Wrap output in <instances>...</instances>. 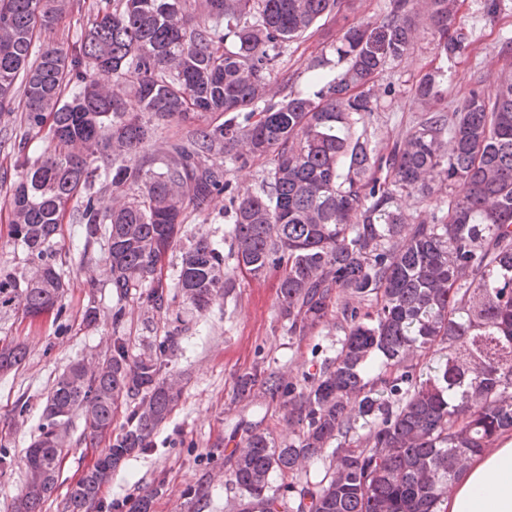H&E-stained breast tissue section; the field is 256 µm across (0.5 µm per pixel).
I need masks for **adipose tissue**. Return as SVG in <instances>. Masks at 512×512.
<instances>
[{
  "label": "adipose tissue",
  "mask_w": 512,
  "mask_h": 512,
  "mask_svg": "<svg viewBox=\"0 0 512 512\" xmlns=\"http://www.w3.org/2000/svg\"><path fill=\"white\" fill-rule=\"evenodd\" d=\"M441 512H512V435L472 455Z\"/></svg>",
  "instance_id": "ef3b65f1"
}]
</instances>
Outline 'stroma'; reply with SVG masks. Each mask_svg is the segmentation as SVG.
Returning a JSON list of instances; mask_svg holds the SVG:
<instances>
[{"instance_id": "stroma-1", "label": "stroma", "mask_w": 512, "mask_h": 512, "mask_svg": "<svg viewBox=\"0 0 512 512\" xmlns=\"http://www.w3.org/2000/svg\"><path fill=\"white\" fill-rule=\"evenodd\" d=\"M387 0H342L338 14L318 22L306 37L290 41L275 62L274 89L279 96L305 88L309 63L320 56L333 57V47L344 28L363 21H379ZM96 0H69L67 12L50 33L59 43L80 40L93 19ZM483 0H460L459 20L468 33V46L454 58L442 55L439 36L424 20H417L409 53L390 63L372 88L374 114L366 123L367 136L377 153L388 154L396 140L416 127L428 109L451 113L475 84L494 92L512 75V50L502 38L512 32V0H501L495 19L483 14ZM438 73L443 97L434 107L422 105L415 95L419 80ZM19 131V115L0 114V269L23 273L26 252L14 243L9 225V198L21 178L12 145ZM208 164L229 168L239 192L261 193L269 163L249 160L243 167L230 165L221 154L207 157ZM223 197L211 199L201 209L187 210L182 237L169 252L163 273L176 281L181 253L199 236H207L224 251L226 269L235 266L224 214ZM75 227L63 223L54 239L57 259L66 275L67 288L60 314L37 318L24 316L19 297L0 298V341L24 344L25 361L0 373V512H13L14 500L27 484L26 450L39 434L43 407L56 379L77 361L100 362L110 353L113 336L125 337L135 357L153 354L167 336L178 337L179 352L167 370L181 387L180 399L167 422L151 437L148 448L131 456L106 483L92 512H113L114 502L134 503L151 489H158L151 512H237L238 499L224 486V457L240 439L245 427L270 426L279 439L293 429L262 391L235 398L236 375L254 366L267 369L307 370L311 363L333 355L341 331L335 325L300 341L288 336L277 307L279 272L261 279L235 275L233 288L205 311L197 312L183 297L170 300L158 311L143 302L140 289L123 298L113 294L104 265L103 243L92 244L86 258L72 250ZM94 320H86L88 308ZM122 309L121 324L112 314ZM83 418L73 415L68 429L70 445L58 467L55 491L39 512H66L67 492L94 464L98 449L79 444Z\"/></svg>"}]
</instances>
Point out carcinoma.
<instances>
[{"label":"carcinoma","instance_id":"carcinoma-1","mask_svg":"<svg viewBox=\"0 0 512 512\" xmlns=\"http://www.w3.org/2000/svg\"><path fill=\"white\" fill-rule=\"evenodd\" d=\"M340 5L104 0L87 33L65 45L39 39L67 0H0V112L14 111L17 89L24 96L13 149L26 173L12 190L11 232L29 264L20 279L1 273L0 291L21 289L32 317L60 305L66 283L53 240L68 216L75 250L105 241L115 293L144 288L161 310L171 288L163 263L185 210L224 196L235 269L253 278L282 269L277 305L288 335L302 341L330 322L343 332L335 355L300 380L257 367L236 376L237 397L263 390L294 430L280 443L267 427L246 431L224 461L225 486L243 512H440L469 457L512 433V77L492 95L474 86L451 114L428 113L384 157L359 126L374 112L370 84L411 49L413 18L428 19L448 57L468 35L457 0H388L384 20L336 40V75L330 60L315 59L311 88L273 100L280 49ZM130 77L137 113L114 89ZM416 95L433 104L439 80L425 76ZM201 112L228 118L167 143L158 169L136 162L160 126L192 125ZM213 152L234 164L268 158L266 189L234 193L226 170L203 163ZM437 182L460 183L464 194L406 223L403 194L426 197ZM232 285L209 238L184 250L176 287L197 310ZM178 349L166 336L155 355L134 358L114 336L101 364L78 362L59 377L15 512H36L52 491L76 411L83 441L107 442L68 494L67 512H89L173 410L181 390L164 369ZM24 357L19 345L1 347L0 372ZM121 404L126 422L114 436ZM311 460L327 463L317 484Z\"/></svg>","mask_w":512,"mask_h":512}]
</instances>
